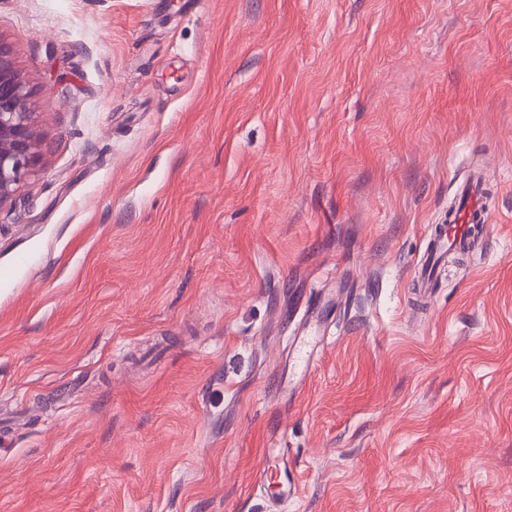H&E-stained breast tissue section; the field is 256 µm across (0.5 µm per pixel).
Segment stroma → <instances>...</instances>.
I'll return each instance as SVG.
<instances>
[{
	"mask_svg": "<svg viewBox=\"0 0 512 512\" xmlns=\"http://www.w3.org/2000/svg\"><path fill=\"white\" fill-rule=\"evenodd\" d=\"M0 40L48 147L0 209V512H512V0H0ZM481 193L477 184L464 186L457 210L448 225L435 230L438 247H465L471 243L475 216L480 217ZM325 336L317 335V331L298 337L290 354L293 373L298 381L311 371L316 359L318 348L324 344Z\"/></svg>",
	"mask_w": 512,
	"mask_h": 512,
	"instance_id": "obj_1",
	"label": "stroma"
}]
</instances>
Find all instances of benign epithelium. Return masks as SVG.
<instances>
[{
  "mask_svg": "<svg viewBox=\"0 0 512 512\" xmlns=\"http://www.w3.org/2000/svg\"><path fill=\"white\" fill-rule=\"evenodd\" d=\"M31 97L10 47L0 41V210L13 201L20 184L43 158Z\"/></svg>",
  "mask_w": 512,
  "mask_h": 512,
  "instance_id": "1",
  "label": "benign epithelium"
}]
</instances>
